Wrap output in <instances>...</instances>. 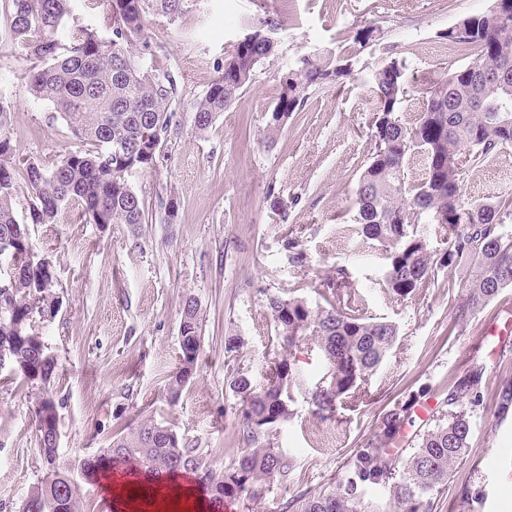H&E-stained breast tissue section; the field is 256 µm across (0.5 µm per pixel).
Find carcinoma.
Wrapping results in <instances>:
<instances>
[{
    "label": "carcinoma",
    "instance_id": "1",
    "mask_svg": "<svg viewBox=\"0 0 512 512\" xmlns=\"http://www.w3.org/2000/svg\"><path fill=\"white\" fill-rule=\"evenodd\" d=\"M92 16L95 24H76L71 8ZM194 0H12L10 35L31 62L24 79L30 95L52 106L79 146L55 167L16 154L9 135V106L0 101V349L10 352L17 376L35 390L37 437H60L62 401L48 392L58 359L43 334L60 312L62 296L52 256L37 253L30 227L54 224L75 205L88 224L146 223L144 200L129 175L152 171L165 159L164 147L177 133L173 74L145 68L137 61L148 49L143 41L147 17L175 19ZM279 22L269 14L246 29L249 38L234 45L219 76L194 106V124L207 130L252 79L256 65L274 52ZM455 49L472 47L477 60L448 73L423 91L421 110L410 122L399 116L409 95L404 66L384 63L374 74L373 148L361 171L354 205L362 235L388 255L383 286L406 298L435 281L437 270L455 269L476 260L466 298L457 305L454 325L467 321L503 289L512 287V192L467 200V174L485 158L512 145V0H493L491 8L467 16L442 34ZM348 61L330 53L302 56L280 81L268 112L267 144L275 142L293 113L302 111L309 91L347 75ZM509 111H504V108ZM420 153L422 173L410 181V157ZM28 190L27 207L17 212L19 185ZM442 218L446 248L436 252L418 225ZM325 305L311 307L299 298H267L281 352L266 375L254 382L237 363V336L224 337L232 357L227 385L240 406L238 430L245 444L242 458L214 465L203 449L191 446L170 423L148 417L130 433L115 428L108 446L75 466L60 460L59 446L38 447L44 477L30 490L21 512H83L80 481L114 457L129 458L144 473L177 472L194 476L213 500L244 499L257 503L288 485L293 459L279 445L280 425L291 416L292 392L305 388L314 413L328 417L337 403L359 391L361 382L381 365L397 341V327L359 314L345 269L319 278ZM313 343L326 361L316 382L303 386L284 351ZM178 366L167 378L164 400L176 405L196 374L201 353V318L195 298L186 300L178 328ZM483 371L451 374L439 393L448 417L423 432L403 471L386 446L407 419V408L430 393H409L384 409L373 439L358 451L345 477L327 494L303 497L298 512H369L363 488H392L390 512H431L429 495L439 491L448 473L469 447L470 412L463 404L479 402ZM512 412V383L495 402L501 418Z\"/></svg>",
    "mask_w": 512,
    "mask_h": 512
}]
</instances>
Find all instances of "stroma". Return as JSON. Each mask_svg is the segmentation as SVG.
<instances>
[{
    "mask_svg": "<svg viewBox=\"0 0 512 512\" xmlns=\"http://www.w3.org/2000/svg\"><path fill=\"white\" fill-rule=\"evenodd\" d=\"M490 0H197L179 18L152 16L145 38L152 64L177 79L179 129L167 159L152 172L132 174L143 198L146 224H87L74 210L58 223L35 226L37 253L51 252L61 312L46 340L59 368L50 384L63 404L60 454L75 460L106 447L116 423L140 413L172 423L183 438L212 450L214 464L230 463L244 446L233 423L237 400L225 388L224 338L241 336L240 360L263 382L276 352L269 296L299 297L322 305L315 279L345 268L361 313L397 327V342L358 396L320 419L301 391L281 427L280 446L294 460L287 489L258 503L230 501L224 512H297L301 496L335 488L377 429L382 410L408 392L433 390L434 415L448 405L437 391L449 374L484 371L482 402L472 413V434L462 461L434 493L433 512H512V414L493 416L494 398L512 382V288L504 289L464 328L452 329L455 305L473 268L440 270L434 283L404 299L382 285L384 250L365 239L353 204L356 181L369 156L375 71L385 62L405 66L410 95L401 112L410 120L420 91L474 61L442 37L461 18ZM279 22L272 55L255 68L247 88L218 114L207 131L194 125L192 107L208 88L257 10ZM379 28V41L360 46L358 28ZM332 52L350 72L310 93L302 112L265 146L267 110L280 78L303 55ZM29 63L10 38L0 39V86L6 87L10 135L20 155L52 167L77 143L34 100L23 79ZM178 202L167 220L157 197ZM512 191V147L488 157L466 178V197ZM286 202L279 218L273 204ZM297 238L306 265L293 263L286 243ZM201 305L199 368L179 404L163 399L178 364V327L187 297ZM35 397L21 383L0 384V512H19L42 478L31 421Z\"/></svg>",
    "mask_w": 512,
    "mask_h": 512,
    "instance_id": "35a3bbf8",
    "label": "stroma"
}]
</instances>
